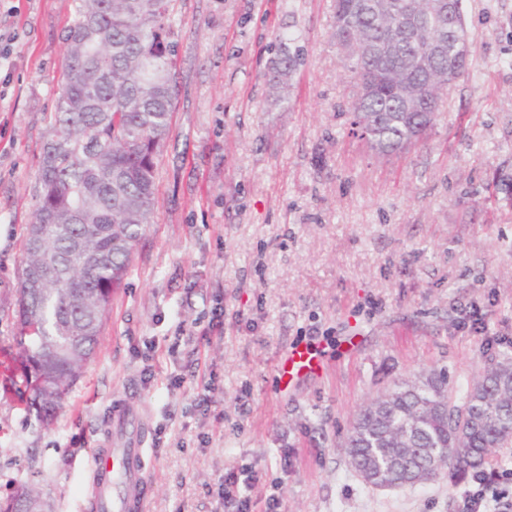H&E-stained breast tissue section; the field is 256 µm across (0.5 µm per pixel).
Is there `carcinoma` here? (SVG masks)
Instances as JSON below:
<instances>
[{
	"instance_id": "carcinoma-1",
	"label": "carcinoma",
	"mask_w": 512,
	"mask_h": 512,
	"mask_svg": "<svg viewBox=\"0 0 512 512\" xmlns=\"http://www.w3.org/2000/svg\"><path fill=\"white\" fill-rule=\"evenodd\" d=\"M64 30L67 58L50 113L38 173V206L27 227L18 300L21 362L30 373L32 406L50 423L98 344L112 296L130 270L143 226L156 209L158 157L176 99L171 0H74ZM356 28L365 44L396 40L391 55L348 56L354 91L352 126L377 116L361 140L391 156L423 140L442 96L469 74L424 89L422 52L448 44V25L430 0H334L333 34ZM299 55L280 47L273 81L285 89ZM479 396H453L441 376L407 380L365 406L345 442L355 473L369 466L432 468L456 479L488 464L512 442V355L482 376ZM41 491L23 484L4 512H43Z\"/></svg>"
}]
</instances>
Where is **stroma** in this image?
Listing matches in <instances>:
<instances>
[{"instance_id": "35a3bbf8", "label": "stroma", "mask_w": 512, "mask_h": 512, "mask_svg": "<svg viewBox=\"0 0 512 512\" xmlns=\"http://www.w3.org/2000/svg\"><path fill=\"white\" fill-rule=\"evenodd\" d=\"M71 12L0 0V505L28 482L48 512H92L87 465L122 399L149 450L142 512H222L231 472L280 512H455L465 482L369 486L343 441L397 383L444 372L463 391L512 354V0H464L469 74L387 160L349 132L333 0H173L157 207L47 427L16 301ZM283 32L301 54L284 105L266 77ZM309 343L327 369L281 391L282 358Z\"/></svg>"}]
</instances>
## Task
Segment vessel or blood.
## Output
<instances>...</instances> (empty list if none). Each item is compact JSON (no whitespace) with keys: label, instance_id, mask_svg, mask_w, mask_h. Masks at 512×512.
<instances>
[{"label":"vessel or blood","instance_id":"vessel-or-blood-1","mask_svg":"<svg viewBox=\"0 0 512 512\" xmlns=\"http://www.w3.org/2000/svg\"><path fill=\"white\" fill-rule=\"evenodd\" d=\"M325 367L322 357L310 348L296 346L281 362L279 376L288 387L318 375ZM88 468L93 474V512H140L142 499L136 489L146 473V451L141 446L99 448Z\"/></svg>","mask_w":512,"mask_h":512}]
</instances>
